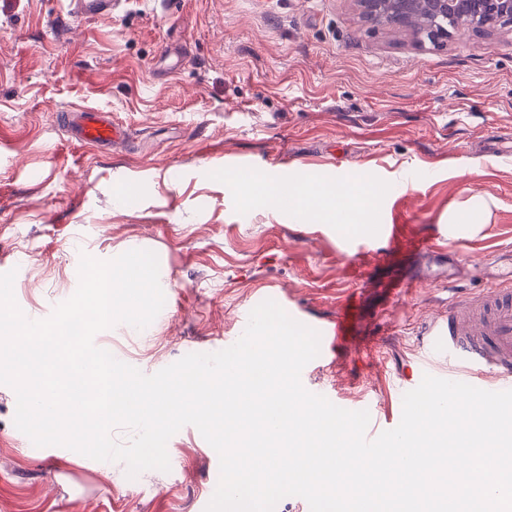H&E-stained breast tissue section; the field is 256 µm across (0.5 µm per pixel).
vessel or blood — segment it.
<instances>
[{"mask_svg":"<svg viewBox=\"0 0 512 512\" xmlns=\"http://www.w3.org/2000/svg\"><path fill=\"white\" fill-rule=\"evenodd\" d=\"M119 0H69V11L79 18L112 14ZM56 120L70 142L95 148L112 147L125 137L122 124L110 113L85 107L60 112ZM353 309L343 304L336 319L317 324L325 355L336 352L346 336ZM432 358L446 360L448 378L466 379L477 388L512 390V278L506 283L458 296L448 303L447 316L428 328Z\"/></svg>","mask_w":512,"mask_h":512,"instance_id":"b4317fda","label":"vessel or blood"}]
</instances>
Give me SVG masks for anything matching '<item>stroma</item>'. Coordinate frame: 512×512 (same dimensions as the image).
Masks as SVG:
<instances>
[{
  "label": "stroma",
  "mask_w": 512,
  "mask_h": 512,
  "mask_svg": "<svg viewBox=\"0 0 512 512\" xmlns=\"http://www.w3.org/2000/svg\"><path fill=\"white\" fill-rule=\"evenodd\" d=\"M66 0H0V271L15 299L47 318L76 290L79 251L132 249L159 260L166 290L150 331L127 324L94 342L151 375L186 351L233 345L243 312L267 299L305 315L339 312L357 282L360 312L335 359L303 386L338 407L394 411L408 369L424 368V328L512 270V31L420 47L375 28L358 0H123L74 19ZM92 107L128 126L127 145L72 144L56 114ZM276 161L296 184L373 177L364 224L292 219L246 187ZM481 192L490 206L471 201ZM478 215L447 260L361 250L374 225L414 240ZM405 279L401 300L382 285ZM0 384V512H199L218 484L216 451L184 426L169 471L128 478L80 453L49 457L14 425Z\"/></svg>",
  "instance_id": "35a3bbf8"
}]
</instances>
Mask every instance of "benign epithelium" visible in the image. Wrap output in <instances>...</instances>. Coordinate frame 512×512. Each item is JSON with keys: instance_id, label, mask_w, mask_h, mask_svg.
<instances>
[{"instance_id": "obj_1", "label": "benign epithelium", "mask_w": 512, "mask_h": 512, "mask_svg": "<svg viewBox=\"0 0 512 512\" xmlns=\"http://www.w3.org/2000/svg\"><path fill=\"white\" fill-rule=\"evenodd\" d=\"M365 17L388 28H404L407 17L424 11L436 18L468 17L467 31L492 32L512 27V0H358Z\"/></svg>"}]
</instances>
